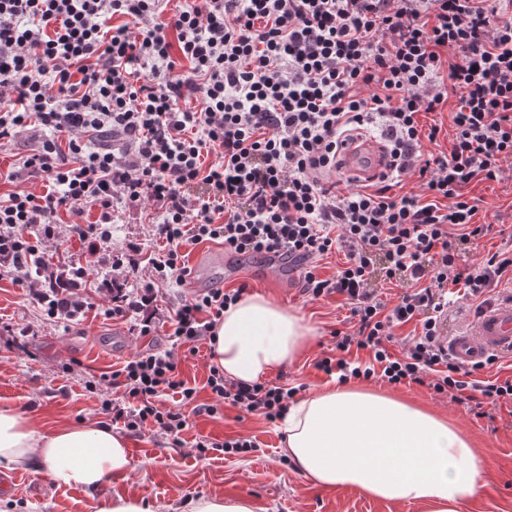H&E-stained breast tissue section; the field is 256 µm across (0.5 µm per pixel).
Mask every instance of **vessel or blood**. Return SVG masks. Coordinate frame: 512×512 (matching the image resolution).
<instances>
[{
	"label": "vessel or blood",
	"instance_id": "obj_1",
	"mask_svg": "<svg viewBox=\"0 0 512 512\" xmlns=\"http://www.w3.org/2000/svg\"><path fill=\"white\" fill-rule=\"evenodd\" d=\"M388 162L381 144L359 136L346 147L341 172L349 178L372 175L384 169ZM448 344L459 359L468 362L492 352L512 353V299L489 302L473 330L451 337Z\"/></svg>",
	"mask_w": 512,
	"mask_h": 512
}]
</instances>
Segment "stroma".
Returning <instances> with one entry per match:
<instances>
[{"label":"stroma","instance_id":"35a3bbf8","mask_svg":"<svg viewBox=\"0 0 512 512\" xmlns=\"http://www.w3.org/2000/svg\"><path fill=\"white\" fill-rule=\"evenodd\" d=\"M464 193L479 198L476 219L492 224L495 231L463 251L459 259L463 266L498 250L504 234L512 233V170L499 182L473 181ZM156 246L147 212L124 206L114 212L112 238L107 243L96 247L88 240H68L62 247L63 256L89 271L93 308L84 321L67 329L43 323L25 290L10 279H0V406L32 415L43 431L63 423L106 421L102 409L106 393L96 387V380L121 367L135 350L148 347L172 351L182 378L196 388L198 403L211 404L206 386L212 363L208 342H201L193 355L186 347L172 348L161 334L132 335L130 328L139 322L138 313L106 319L96 312L105 279L120 280L130 290L142 285L139 273L115 268V260L137 252L150 254ZM186 254L190 274L185 283L170 288L158 305L159 315H166L180 298L211 288L242 287L249 293H262L297 311L315 331L301 357L271 376V383H303L311 391L330 383V376L318 371L315 363L329 353L333 331L349 325V307L343 297H308L293 263L275 276L267 271V257L230 253L216 242L189 247ZM371 386L432 406L458 423L488 458L485 484L461 512H512L511 405L478 418L468 404L433 396L416 384L390 388L375 380ZM202 435L219 441L252 437L260 449L243 457L216 451L202 457L194 446ZM129 443L132 470L106 477L94 491L55 485L33 469L17 470L15 486L0 489V512H98L101 502L117 492L143 497L152 512H182L186 501L200 495L246 497L254 503L255 512H423L413 503L376 501L353 488L315 485L286 459L277 424L228 405L213 416L191 415L190 426L179 441L147 428L130 436Z\"/></svg>","mask_w":512,"mask_h":512}]
</instances>
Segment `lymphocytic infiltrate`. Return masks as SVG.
<instances>
[{"mask_svg": "<svg viewBox=\"0 0 512 512\" xmlns=\"http://www.w3.org/2000/svg\"><path fill=\"white\" fill-rule=\"evenodd\" d=\"M168 3L0 0V147L24 132L37 142L7 175L16 190L0 197V277L24 288L44 321L79 323L91 308L87 270L51 267L47 248L69 234L109 241L115 205H146L159 248L129 258L148 278L132 293L105 290L106 318L157 303L190 274L185 246L218 242L288 257L302 264L309 296L345 297L356 328L335 331V355L315 364L339 382L417 384L479 410L512 402V379L482 375L498 355L466 363L442 340L448 286L481 302L512 273L508 242L471 271L456 267L489 230L465 187L499 180L512 162V12L487 0H184L168 26L158 21ZM452 95L451 148L428 153L442 128L418 115ZM373 125L387 171L375 189L337 191L346 132ZM213 152L218 161L206 163ZM410 176L418 191L390 195ZM33 178L42 194L25 190ZM91 210L88 225L60 224L61 212ZM335 250L345 260L322 277L317 263ZM380 279L411 289L389 308ZM242 294L181 299L166 319L171 351H136L102 375L119 392L102 406L112 422L179 437L190 413L159 409L168 390L192 413L227 404L280 419L296 388L236 383L213 365V402L201 407L178 377L173 348L213 336ZM412 321L420 332L398 340L396 327ZM356 350L368 362L353 360Z\"/></svg>", "mask_w": 512, "mask_h": 512, "instance_id": "obj_1", "label": "lymphocytic infiltrate"}]
</instances>
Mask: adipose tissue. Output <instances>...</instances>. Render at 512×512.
Instances as JSON below:
<instances>
[{"mask_svg": "<svg viewBox=\"0 0 512 512\" xmlns=\"http://www.w3.org/2000/svg\"><path fill=\"white\" fill-rule=\"evenodd\" d=\"M312 330L294 311L249 294L215 328L214 362L227 379L252 384L293 363ZM279 427L284 453L325 488L353 487L381 501L459 512L478 492L488 463L447 419L392 395L327 385L294 401ZM0 465L33 468L59 486L97 489L133 467L127 438L98 422L48 432L0 407Z\"/></svg>", "mask_w": 512, "mask_h": 512, "instance_id": "1", "label": "adipose tissue"}]
</instances>
